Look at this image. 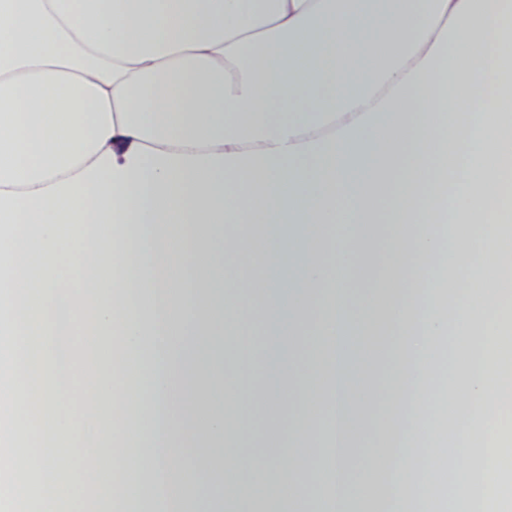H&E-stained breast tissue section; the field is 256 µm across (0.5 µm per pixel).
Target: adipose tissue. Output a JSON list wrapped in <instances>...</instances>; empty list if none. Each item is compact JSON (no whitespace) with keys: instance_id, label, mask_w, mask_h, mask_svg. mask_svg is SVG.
Wrapping results in <instances>:
<instances>
[{"instance_id":"1","label":"adipose tissue","mask_w":512,"mask_h":512,"mask_svg":"<svg viewBox=\"0 0 512 512\" xmlns=\"http://www.w3.org/2000/svg\"><path fill=\"white\" fill-rule=\"evenodd\" d=\"M374 2L0 0V512H85L106 396L108 512H512V0Z\"/></svg>"}]
</instances>
